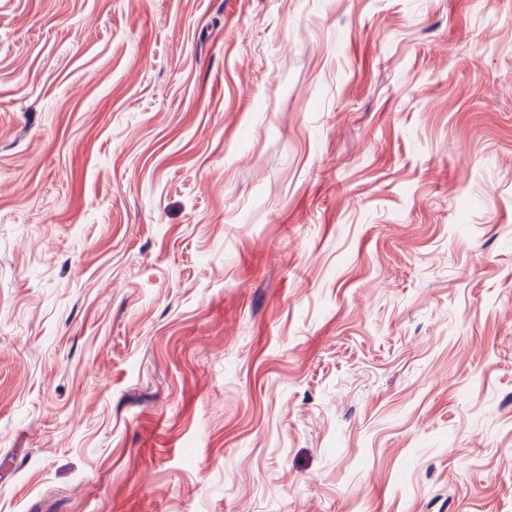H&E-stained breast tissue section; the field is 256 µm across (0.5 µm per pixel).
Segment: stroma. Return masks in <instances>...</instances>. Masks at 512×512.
<instances>
[{"label": "stroma", "mask_w": 512, "mask_h": 512, "mask_svg": "<svg viewBox=\"0 0 512 512\" xmlns=\"http://www.w3.org/2000/svg\"><path fill=\"white\" fill-rule=\"evenodd\" d=\"M0 512H512V0H0Z\"/></svg>", "instance_id": "stroma-1"}]
</instances>
